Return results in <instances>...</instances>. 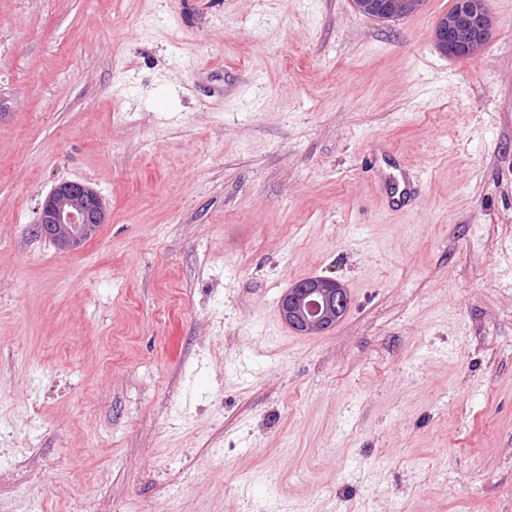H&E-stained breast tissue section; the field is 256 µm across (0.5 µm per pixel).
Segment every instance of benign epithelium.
Masks as SVG:
<instances>
[{"label":"benign epithelium","instance_id":"obj_1","mask_svg":"<svg viewBox=\"0 0 512 512\" xmlns=\"http://www.w3.org/2000/svg\"><path fill=\"white\" fill-rule=\"evenodd\" d=\"M426 0H353L362 15L401 20L421 12ZM493 19L485 0H461L438 20L437 48L450 58L472 57L490 39ZM101 197L78 182L55 186L39 212L37 232L62 250H74L92 239L105 223ZM348 297L334 279L315 277L295 283L280 299L284 320L304 335H320L333 328L345 313Z\"/></svg>","mask_w":512,"mask_h":512}]
</instances>
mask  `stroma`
I'll list each match as a JSON object with an SVG mask.
<instances>
[{"instance_id": "obj_1", "label": "stroma", "mask_w": 512, "mask_h": 512, "mask_svg": "<svg viewBox=\"0 0 512 512\" xmlns=\"http://www.w3.org/2000/svg\"><path fill=\"white\" fill-rule=\"evenodd\" d=\"M454 3L0 0V512H512V0L459 59ZM426 0H353L362 15L379 20H401L421 12ZM369 165L374 170V179L378 183L381 192L392 202L396 211H402L409 206L415 197L417 184L414 176H404L400 179L392 174L388 168L378 162V155L368 156ZM106 220L101 197L78 182L55 186L39 212L37 232L62 250H74L92 239ZM348 303L345 288L334 279L315 277L295 283L280 299L284 320L304 335H320L340 321Z\"/></svg>"}]
</instances>
